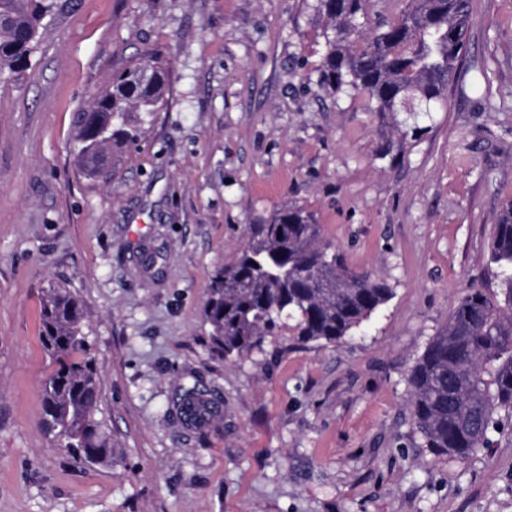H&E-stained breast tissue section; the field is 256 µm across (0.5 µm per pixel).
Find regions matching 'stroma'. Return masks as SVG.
Here are the masks:
<instances>
[{"label":"stroma","instance_id":"1","mask_svg":"<svg viewBox=\"0 0 512 512\" xmlns=\"http://www.w3.org/2000/svg\"><path fill=\"white\" fill-rule=\"evenodd\" d=\"M315 0H58L0 84V512H512V434L466 461L413 425L408 374L472 288L499 292L493 226L512 199V0H475L463 68L399 161L364 96L320 83ZM159 59L163 105L108 173L84 176L77 112L130 60ZM312 212L392 299L343 343L292 330L227 359L211 277L280 205ZM84 306L96 416L116 463L86 466L42 423L50 285ZM220 401L186 425L182 387Z\"/></svg>","mask_w":512,"mask_h":512}]
</instances>
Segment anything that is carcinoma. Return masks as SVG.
<instances>
[{
	"mask_svg": "<svg viewBox=\"0 0 512 512\" xmlns=\"http://www.w3.org/2000/svg\"><path fill=\"white\" fill-rule=\"evenodd\" d=\"M368 0H316L326 17L321 83L334 95L362 93L374 112L392 119L399 139L382 140L378 156L397 157L427 127L457 80L472 18V0H406L400 16L383 22L362 44L355 19ZM56 0H0V82L28 69L42 21ZM166 71L155 58L133 61L112 76L87 110L77 114L78 157L96 178L112 149L137 142L139 126L158 111ZM413 124L404 128L397 115ZM491 262L502 288L471 289L431 337L408 374L416 432L437 457L465 460L504 430L512 418V199L494 225ZM393 297L388 282L351 270L323 239L321 225L295 203L282 205L264 224L246 226L235 260L215 271L204 308L213 351L243 358L263 349L288 320L304 343L337 344ZM82 305L67 288L52 285L41 304V341L57 365L42 387V424L55 445L82 463L110 465L116 457L104 421L95 418L98 376L85 333ZM183 420L206 425L218 407L198 384L177 398Z\"/></svg>",
	"mask_w": 512,
	"mask_h": 512,
	"instance_id": "obj_1",
	"label": "carcinoma"
}]
</instances>
